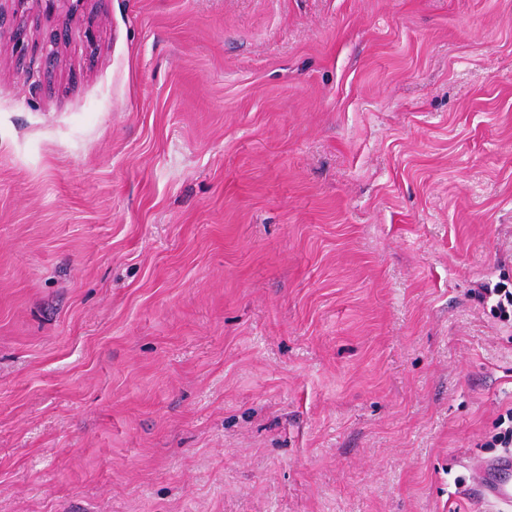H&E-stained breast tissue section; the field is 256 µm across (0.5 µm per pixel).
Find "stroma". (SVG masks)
<instances>
[{"label": "stroma", "instance_id": "35a3bbf8", "mask_svg": "<svg viewBox=\"0 0 512 512\" xmlns=\"http://www.w3.org/2000/svg\"><path fill=\"white\" fill-rule=\"evenodd\" d=\"M0 13V512H512V0ZM481 297L492 301L491 313L504 322L512 321V286L504 281L498 282L493 288H480ZM475 490L481 497L493 498L511 506L512 456L482 463L479 484Z\"/></svg>", "mask_w": 512, "mask_h": 512}]
</instances>
